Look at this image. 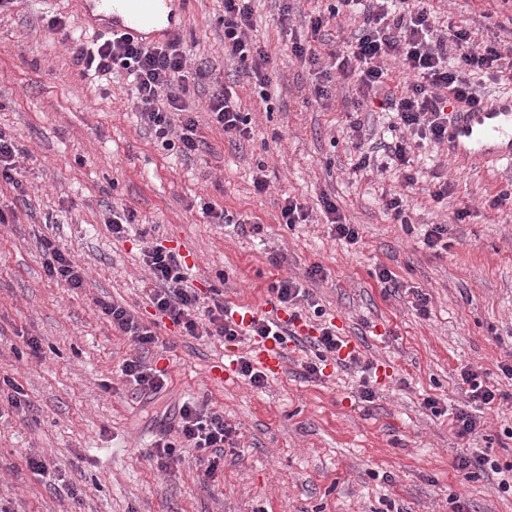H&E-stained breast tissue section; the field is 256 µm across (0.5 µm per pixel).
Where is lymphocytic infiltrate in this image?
<instances>
[{
  "label": "lymphocytic infiltrate",
  "instance_id": "obj_1",
  "mask_svg": "<svg viewBox=\"0 0 512 512\" xmlns=\"http://www.w3.org/2000/svg\"><path fill=\"white\" fill-rule=\"evenodd\" d=\"M252 0H224V58L227 62L250 64L255 86L266 88L271 81L266 72L267 52L252 35ZM359 11L362 22L343 49L332 52L331 66H323L320 52L312 45L293 43L295 58L321 68L322 84L315 87L316 99L329 96L326 82L331 73L356 82L361 100L397 114L399 135L380 143L378 149L365 145L362 125L351 120L350 140L359 151V167H369L377 160L397 168L406 185H414L418 176L410 169V152L415 140L442 143L448 133L449 106L475 105L482 96L470 80L481 71L512 80V47L496 41L476 40L462 27L438 32L433 15L412 0H332L325 11L311 20L312 31L326 27L328 19L344 11ZM74 58L85 76L99 78L122 69L136 100L141 124L158 137L173 136L181 154L199 152L204 139L198 123L191 116L182 96L187 89L189 59L182 41L146 44L113 33L102 34L89 45L76 43ZM397 64L406 75L402 87L389 85V64ZM212 125L222 129L225 138L236 141L249 137L251 128L240 99L228 86L214 88L207 104ZM46 276L69 290L87 285L85 268L62 252L50 238L40 243ZM143 262L150 284L149 301L172 324L188 336L218 337L238 341L242 337L283 340L287 329L281 322L264 315H252L239 324L224 300V293L213 290L208 302H201L195 289L188 287V276L178 256L153 246L143 252ZM100 313L113 329L126 336L135 352L125 359L120 371L127 385L145 402L157 400L168 387L166 370L157 368L145 355L159 342L153 326L146 324L130 307L99 298ZM469 406L454 412L451 426L458 437L477 434L481 421L476 409L504 399L500 389L489 387L479 372L462 374ZM235 428L224 421V414L206 403L187 400L178 405L171 434H160L150 455L163 469L179 461L185 448L198 450V471L204 478H214L224 447L232 443Z\"/></svg>",
  "mask_w": 512,
  "mask_h": 512
}]
</instances>
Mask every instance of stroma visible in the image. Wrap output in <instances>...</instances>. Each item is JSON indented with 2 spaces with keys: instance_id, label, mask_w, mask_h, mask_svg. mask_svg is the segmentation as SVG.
<instances>
[{
  "instance_id": "obj_1",
  "label": "stroma",
  "mask_w": 512,
  "mask_h": 512,
  "mask_svg": "<svg viewBox=\"0 0 512 512\" xmlns=\"http://www.w3.org/2000/svg\"><path fill=\"white\" fill-rule=\"evenodd\" d=\"M427 5L440 27L512 40V0ZM321 6L255 0L253 35L272 73L265 103L247 67L224 60V0H193L182 41L205 76L185 99L206 145L189 158L142 127L123 73L94 81L74 64V39L97 37L77 27V0H18L0 13V130L23 150L28 190L21 201L0 184L8 218L0 224V375L22 384L30 403L0 422V505L10 512H452L455 497L468 512H512V489L499 487L512 478V400L483 409L479 433L463 440L449 418L424 405L431 397L451 410L463 406L468 369L512 393L501 371L512 357V208L491 206L512 188V169H466L430 142L411 155L423 174L413 187L394 170L357 168L347 118L355 84L337 81L329 98L315 99L319 74L289 50L310 37L309 19ZM54 16L64 29L49 26ZM229 73L252 119L250 138L235 144L205 112L212 87ZM435 172L448 181L444 206L429 194ZM259 175L268 182L262 193L253 185ZM288 195L308 208L307 223L282 224ZM325 195L357 225L356 244L334 236ZM396 195L407 223L385 213ZM206 203L214 215L203 213ZM114 206L135 211L144 236L113 237L104 216ZM460 209L466 216L458 221ZM221 210L233 223L218 219ZM245 220L261 224V233L242 229ZM445 220L447 249L428 248L427 225ZM44 237L86 268L87 288L71 291L46 277ZM155 245L184 257L200 296L220 288L227 302L258 313L270 308L271 283L321 266L309 289L324 320L374 364L373 401L363 400L359 375L335 361L304 378L300 364L315 356L308 344H288L284 374L264 388L242 377L214 381L215 365L252 356L255 344L187 336L159 317L142 266L143 249ZM381 267L399 288H382ZM98 297L157 322L160 342L147 359L169 376L158 400L132 397L120 365L134 349L100 313ZM32 336L41 341L37 357L26 345ZM188 399L223 412L236 430L213 480L199 476L195 449L165 471L149 456L165 410ZM472 450L495 469L459 475L455 457ZM31 452L45 460L47 476L29 470ZM61 479L78 488L77 498L59 496Z\"/></svg>"
}]
</instances>
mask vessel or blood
<instances>
[{
  "label": "vessel or blood",
  "mask_w": 512,
  "mask_h": 512,
  "mask_svg": "<svg viewBox=\"0 0 512 512\" xmlns=\"http://www.w3.org/2000/svg\"><path fill=\"white\" fill-rule=\"evenodd\" d=\"M189 0H82L80 24L85 29L121 33L146 43L181 37L178 21ZM444 147L449 158L470 165L501 163L512 168V95L485 98L455 112ZM283 350L269 340L257 348V358L271 375L283 370Z\"/></svg>",
  "instance_id": "vessel-or-blood-1"
}]
</instances>
